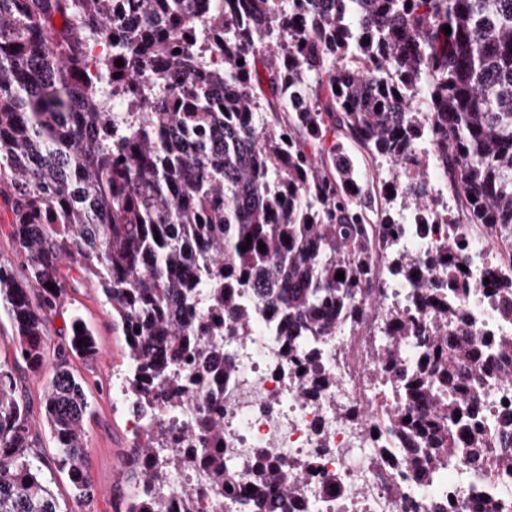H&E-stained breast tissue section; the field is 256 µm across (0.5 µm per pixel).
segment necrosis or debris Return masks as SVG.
<instances>
[{"mask_svg": "<svg viewBox=\"0 0 512 512\" xmlns=\"http://www.w3.org/2000/svg\"><path fill=\"white\" fill-rule=\"evenodd\" d=\"M396 242L420 253L447 252L449 267H465L471 292L465 300L467 329L496 342L512 339V316L501 314L500 287L512 277V250L479 224H434L423 211H410L395 225ZM454 247H447V239ZM255 312L248 335L224 340V481L234 486L233 497L213 494L202 474L174 476L169 494L180 499L184 484L197 487L195 512H262L272 490L258 487L254 469L262 463L282 465L288 482L300 491L287 512H475L492 487L503 488L502 512H512V473L499 474L488 484L472 468L460 466L441 473L433 485L410 496L396 493L407 468L402 449L380 457L377 422L355 425L337 418L335 403H362L370 412L380 405L396 407L395 398L379 403L364 390L362 379L374 365L367 353H355L348 327L335 335L302 340L295 353L285 350L281 325L255 296L245 298ZM312 359L337 388L307 400L288 377L292 359ZM496 353L488 352L478 372L479 420L487 445H494L498 423L512 412V383L500 371Z\"/></svg>", "mask_w": 512, "mask_h": 512, "instance_id": "4bbe7bcc", "label": "necrosis or debris"}]
</instances>
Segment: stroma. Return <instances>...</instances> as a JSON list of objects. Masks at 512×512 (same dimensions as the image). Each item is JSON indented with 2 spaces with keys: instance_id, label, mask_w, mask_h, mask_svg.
Segmentation results:
<instances>
[{
  "instance_id": "1",
  "label": "stroma",
  "mask_w": 512,
  "mask_h": 512,
  "mask_svg": "<svg viewBox=\"0 0 512 512\" xmlns=\"http://www.w3.org/2000/svg\"><path fill=\"white\" fill-rule=\"evenodd\" d=\"M79 311L93 330L98 353L89 358H75L70 368L87 384L92 412L85 423V459L95 488L91 506L77 504L69 495L63 475L51 469L43 474L51 482L61 506L69 512H124L131 493L128 480L119 479V471L131 468L134 456V434L129 425V414L116 395L115 370L127 364V346L124 336L112 326L108 306L94 283L83 281L68 289L64 303L50 324L49 346L67 339L69 315ZM13 371L23 395L30 403L33 422H40L43 398L55 361L47 359L40 370H30L24 362L13 361Z\"/></svg>"
}]
</instances>
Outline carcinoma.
<instances>
[{
	"instance_id": "cac0c4a2",
	"label": "carcinoma",
	"mask_w": 512,
	"mask_h": 512,
	"mask_svg": "<svg viewBox=\"0 0 512 512\" xmlns=\"http://www.w3.org/2000/svg\"><path fill=\"white\" fill-rule=\"evenodd\" d=\"M131 14L140 23L128 30ZM104 36L110 51L92 56ZM298 93L308 101L302 117ZM340 131L395 164L388 190L435 223L482 224L512 242V0H0V200L25 256L20 274L0 259V312L17 355L31 370L43 366L50 316L76 271L101 289L125 336L120 390L145 412L196 401L183 448L166 450L157 417L136 434L143 452L126 512H174L171 477L199 464L224 484V421L206 397L224 337L252 328L245 289L282 321L290 353L342 324L372 345L385 270L413 283L425 313L420 327L392 314L369 373L389 390L402 346L421 337L398 410L380 415L420 448L412 482L464 462H481L490 479L512 471V415L501 449L463 451L455 432L475 417L482 351L457 327L466 281L450 272L454 295L433 307L417 273L444 256L415 255L377 233L398 218L371 190L349 192L336 144H326ZM431 138L450 188L461 189L458 215L432 205L422 177H404L409 163L426 169L415 146ZM198 307L206 318L182 315ZM70 330L44 421L55 466L87 504L91 403L69 361L97 346L76 310ZM294 378L307 397L336 385L309 368ZM36 447L13 369L0 362V512H60L30 460ZM257 482L279 494L269 512L296 493L277 464L258 466Z\"/></svg>"
}]
</instances>
